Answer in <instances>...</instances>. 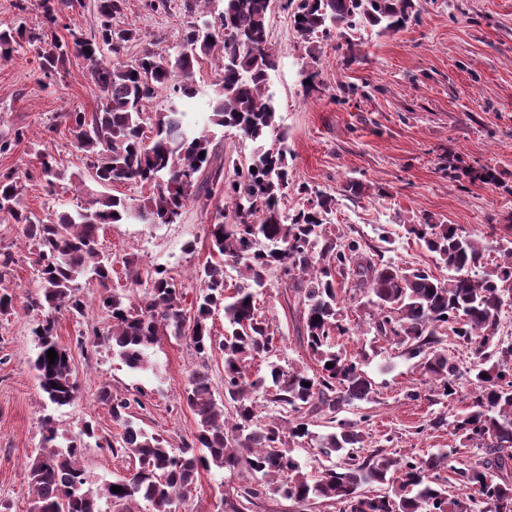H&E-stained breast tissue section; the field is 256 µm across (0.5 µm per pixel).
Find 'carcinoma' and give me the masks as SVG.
<instances>
[{"instance_id": "obj_1", "label": "carcinoma", "mask_w": 512, "mask_h": 512, "mask_svg": "<svg viewBox=\"0 0 512 512\" xmlns=\"http://www.w3.org/2000/svg\"><path fill=\"white\" fill-rule=\"evenodd\" d=\"M214 2L184 0L185 11L195 20L185 29L182 45L166 56L146 50L128 63H115L137 38L135 28L122 21L125 0H93L97 23L87 36L72 31L65 40L57 34L65 10L83 9L85 0H36L41 27L0 31V59L11 60L25 46H34L46 78L61 74L73 55L87 61L103 101L91 113L63 112L59 118L86 164L94 167L99 184L140 183L150 189L139 199L92 196L75 210L41 218L23 206L33 175L0 172V222L24 225L35 247L43 299L29 307H63L78 319L86 308L78 280H94L102 288L99 306L112 320L103 340L129 368L148 367L149 349L161 337L187 335L204 358L216 348L223 352L224 397L235 410L228 427L207 364L192 370L185 400L196 416L197 431L192 443L175 451L131 418V405H140L139 399L114 398L104 386L101 401L124 427L118 444L109 442L107 447L135 460L138 467L92 486L82 455L88 440L96 437L94 426L86 422L78 434L61 437L47 418L43 446L26 466L33 492L29 512H133L130 504L140 499L153 512H176V502L191 490L199 470L239 467L263 479L283 477L277 490L289 499H328L341 505L340 512H512V344L496 339L505 299L512 298V241L499 244L501 261L485 271L488 245L461 225H410L408 233L453 272L441 281L424 269L404 270L386 262L357 239L333 234L326 221L333 198L320 191L301 187L309 195L307 206L284 213L280 201L290 186L288 151L268 94L269 74L277 63L268 29L273 0H222L218 12L211 9ZM416 3L281 0L306 42L333 30L342 37L365 26L401 29L416 14ZM214 53L221 77L209 100L211 123L259 143L248 160L232 164L230 175L217 162L210 130H186L182 113L172 107L145 111L162 93L171 98L195 94V67L200 58ZM37 156L39 178L55 187L64 173L46 150H37ZM217 191L224 193L231 209L217 212L210 224V249L218 260L196 270L200 291L193 315L183 309V284L165 270L140 267L133 258L125 260L126 276L132 285H147L141 304L110 288L112 262L99 249L101 226L139 215L154 224H174L189 204L206 206ZM228 267L237 273L232 285L225 276ZM278 272L288 277L302 306L304 342L316 369L273 366L252 379L249 362L267 357L279 341L257 308L258 296ZM347 284L366 297L358 308L368 309L372 342L383 340L418 359L444 399L460 395L448 338L474 355L472 403L453 426L467 446L485 451L481 464L458 467L446 454H357L362 434L334 413L357 401H371L374 388L359 364L336 349V339L351 331L344 314L346 297L340 296ZM219 310L224 311L222 340L209 325ZM54 332L51 317L33 330L38 337L33 368L48 401L63 407L75 399L78 386L70 352ZM50 349L57 352L53 364L46 356ZM260 398L289 414L288 425L262 420ZM325 408L332 413L334 432L319 440V453L330 457L343 452L347 458L313 479L295 460L291 446L311 438L310 419ZM113 486L122 491H111ZM265 493L261 483L244 488L233 512H242Z\"/></svg>"}]
</instances>
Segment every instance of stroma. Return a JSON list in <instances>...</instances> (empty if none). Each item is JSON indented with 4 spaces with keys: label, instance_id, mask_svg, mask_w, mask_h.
I'll use <instances>...</instances> for the list:
<instances>
[{
    "label": "stroma",
    "instance_id": "obj_1",
    "mask_svg": "<svg viewBox=\"0 0 512 512\" xmlns=\"http://www.w3.org/2000/svg\"><path fill=\"white\" fill-rule=\"evenodd\" d=\"M416 21L397 31L377 28L350 36L348 51L336 49L335 37L317 36L315 51L298 38L291 16L274 7L269 18L271 44L279 64L269 77V92L287 133L290 187L281 201L293 213L306 199L300 186L331 195L330 222L336 233L359 239L384 260L404 268L431 269L448 276L407 228L412 224H458L488 245L512 238V0H418ZM125 17L139 32L123 55L130 62L143 51L174 52L188 17L182 0L168 11H153L146 0H126ZM314 83H307L309 73ZM219 67L207 57L196 67L195 96L168 102L159 97L149 110L174 104L192 126L208 125V107ZM102 93L83 58L71 57L64 74L46 78L35 51L0 61V136L14 129L27 138L0 154V172L29 175L24 199L38 216L73 210L87 193L140 198L135 184L102 186L87 178V165L59 113L96 110ZM46 145L58 168L86 177L85 188H48L35 178V144ZM224 207L214 195L208 207H188L174 224L135 221L104 225L99 247L112 259V283H127L123 258L143 267H163L184 284V305L192 307L198 290L189 277L211 259L209 225ZM0 253L13 262L0 270V290L12 294L15 309L0 315V499L11 512H29L31 493L24 466L42 446L45 418L60 434H77L92 422L99 444L86 448L82 462L89 479L106 483L135 467L113 456L109 441L122 428L99 400L102 387L117 397H140L137 423L160 434L172 447L191 441L195 417L184 401L188 373L201 361L188 338L162 337L148 371L129 369L102 340L110 319L95 299L97 283L86 282L84 318L65 309L53 311L56 339L71 353L78 392L67 406L44 397L32 361L37 352L33 329L42 311L28 303L41 296L34 247L22 225L0 223ZM257 306L280 341L268 359L254 361L250 371L265 374L269 364L313 367L298 331L293 292L273 281ZM353 335L338 344L360 360L374 388L372 402L343 407L342 418L354 423L365 449L390 455L428 456L448 453L454 462L476 464L482 454L463 447L452 425L468 397L452 402L441 397L417 366L386 342H373L365 310L351 309ZM208 372L216 399L224 397V364L213 351ZM248 470L200 471L176 512H230L233 491L256 484Z\"/></svg>",
    "mask_w": 512,
    "mask_h": 512
}]
</instances>
